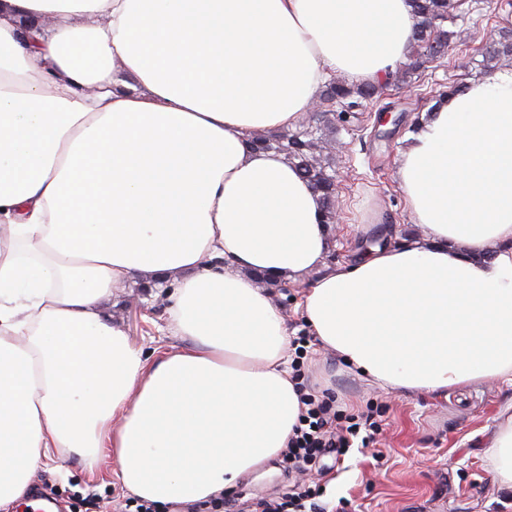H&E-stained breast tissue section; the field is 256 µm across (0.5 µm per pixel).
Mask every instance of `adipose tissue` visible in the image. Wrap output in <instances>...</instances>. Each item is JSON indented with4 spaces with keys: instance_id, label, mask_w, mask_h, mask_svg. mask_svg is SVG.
I'll use <instances>...</instances> for the list:
<instances>
[{
    "instance_id": "adipose-tissue-1",
    "label": "adipose tissue",
    "mask_w": 512,
    "mask_h": 512,
    "mask_svg": "<svg viewBox=\"0 0 512 512\" xmlns=\"http://www.w3.org/2000/svg\"><path fill=\"white\" fill-rule=\"evenodd\" d=\"M415 23L412 0H0V506L108 448L126 492L195 512L279 455L300 400L259 274L313 273L305 322L368 383L512 384V69L424 113L411 227L337 266L320 194L253 146L333 74L386 81ZM166 280L181 344L151 358L109 309ZM478 437L512 491V413Z\"/></svg>"
}]
</instances>
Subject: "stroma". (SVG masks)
<instances>
[{
  "instance_id": "stroma-1",
  "label": "stroma",
  "mask_w": 512,
  "mask_h": 512,
  "mask_svg": "<svg viewBox=\"0 0 512 512\" xmlns=\"http://www.w3.org/2000/svg\"><path fill=\"white\" fill-rule=\"evenodd\" d=\"M460 11L447 59L393 82L385 98L391 121L377 123L365 112L326 130L336 176V222L330 229L334 246L327 265L345 262L364 243L357 225L374 221L383 227L408 226L395 177L405 133L443 87L484 75L483 44L512 29V0H462ZM310 279L303 273L272 287L298 336L310 333L300 308ZM165 306L164 297L132 285L122 290L112 317L123 325L132 345L163 351L178 342L166 328ZM301 373L309 385L327 386L346 412L364 409L369 402L381 412L373 447L351 448L338 466L306 475V482L324 490L319 504L334 507L346 499L348 512H503L504 493L469 437L512 405V387L475 381L438 397L390 392L339 368L314 340L306 347ZM113 467L106 449L93 468L72 461L61 474L38 471L33 483L41 494L65 504V512H124L128 497L113 481ZM286 483L281 461H271L242 478L234 495L250 510L259 499L278 496Z\"/></svg>"
}]
</instances>
